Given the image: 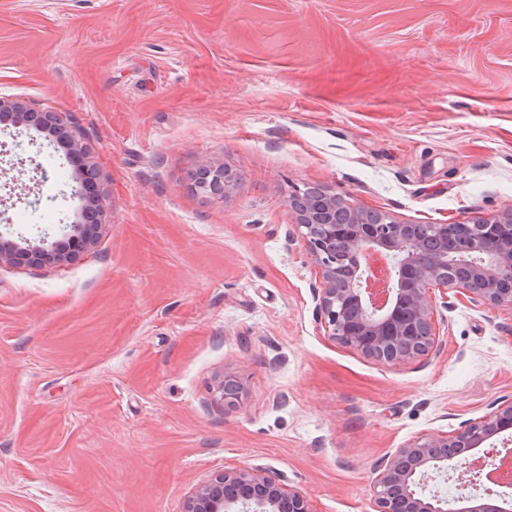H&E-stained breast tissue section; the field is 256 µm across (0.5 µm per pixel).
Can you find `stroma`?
I'll use <instances>...</instances> for the list:
<instances>
[{
	"label": "stroma",
	"mask_w": 512,
	"mask_h": 512,
	"mask_svg": "<svg viewBox=\"0 0 512 512\" xmlns=\"http://www.w3.org/2000/svg\"><path fill=\"white\" fill-rule=\"evenodd\" d=\"M0 98L58 113L111 203L77 263L0 267V512H181L241 466L376 512L395 448L512 402V307L432 288L436 349L406 363L333 340L290 207L512 209V0H0ZM69 181L0 126V235L61 236ZM50 204V229L12 221ZM213 392L214 399L217 402L224 403V408H241L244 404V386L234 375L219 376Z\"/></svg>",
	"instance_id": "obj_1"
}]
</instances>
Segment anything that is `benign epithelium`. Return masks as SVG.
<instances>
[{
    "label": "benign epithelium",
    "instance_id": "7a95c632",
    "mask_svg": "<svg viewBox=\"0 0 512 512\" xmlns=\"http://www.w3.org/2000/svg\"><path fill=\"white\" fill-rule=\"evenodd\" d=\"M34 123L58 140L72 167V192L83 204L82 220L66 225L61 238L41 237L26 245L0 237V266L25 262L72 263L93 247L104 227L108 197L95 188L94 167L84 143L55 112H37L16 100L0 99V124ZM320 202L292 204L304 245L318 267L317 314L339 344L385 362L427 356L435 347L434 305L429 288L468 296L487 308L512 306V295L497 285L512 279V210L478 220L461 230L437 224L433 244L417 225L387 213L349 205L336 193L319 190ZM214 399L226 408L244 404L245 390L233 375L217 378ZM512 428V403L502 405L454 434L432 432L408 442L386 458L373 481L377 512H442L437 494L421 489L433 472L455 473L452 512H512V497L477 490L475 463L466 457ZM182 512H312L307 496L278 476L243 466L200 482Z\"/></svg>",
    "mask_w": 512,
    "mask_h": 512
}]
</instances>
